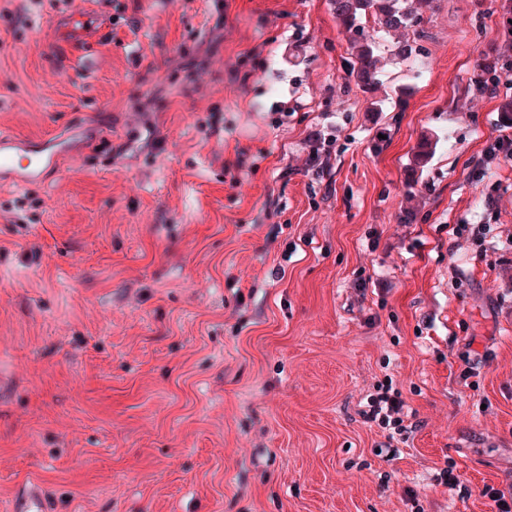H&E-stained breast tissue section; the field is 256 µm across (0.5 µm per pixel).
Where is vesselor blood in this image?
I'll return each mask as SVG.
<instances>
[{
  "instance_id": "b4317fda",
  "label": "vessel or blood",
  "mask_w": 512,
  "mask_h": 512,
  "mask_svg": "<svg viewBox=\"0 0 512 512\" xmlns=\"http://www.w3.org/2000/svg\"><path fill=\"white\" fill-rule=\"evenodd\" d=\"M70 135L52 133L40 139H27L0 133V183L30 185L44 180L59 167Z\"/></svg>"
}]
</instances>
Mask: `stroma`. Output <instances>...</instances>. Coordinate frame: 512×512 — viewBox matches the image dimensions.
I'll return each instance as SVG.
<instances>
[{"instance_id":"35a3bbf8","label":"stroma","mask_w":512,"mask_h":512,"mask_svg":"<svg viewBox=\"0 0 512 512\" xmlns=\"http://www.w3.org/2000/svg\"><path fill=\"white\" fill-rule=\"evenodd\" d=\"M501 3L428 0L366 95L329 0H0V131H78L0 185V512H492L512 161L480 164L500 99L468 78L512 56ZM387 383L393 457L362 416ZM436 142H432L431 138H423L415 148L412 160L407 167V182L409 189H413L424 172V168L431 159L435 149Z\"/></svg>"}]
</instances>
